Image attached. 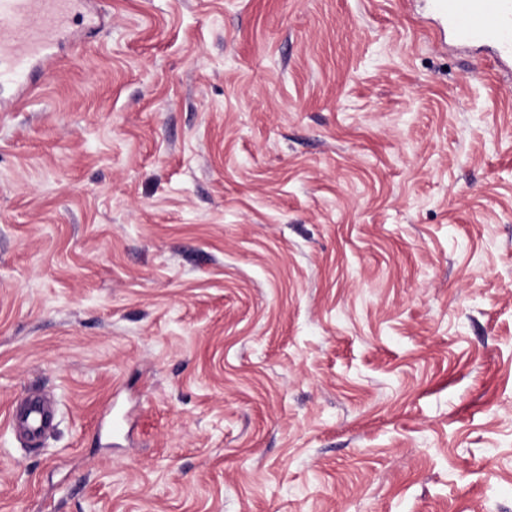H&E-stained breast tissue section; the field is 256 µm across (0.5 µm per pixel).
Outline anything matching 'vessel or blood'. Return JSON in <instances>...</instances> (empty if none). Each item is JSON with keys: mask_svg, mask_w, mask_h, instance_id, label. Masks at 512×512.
<instances>
[{"mask_svg": "<svg viewBox=\"0 0 512 512\" xmlns=\"http://www.w3.org/2000/svg\"><path fill=\"white\" fill-rule=\"evenodd\" d=\"M429 2L457 47L491 49L501 65L512 64V0ZM78 8V0H0V81L32 91L33 67L50 61ZM55 411L50 399L31 396L22 414L11 415L9 425L31 442L50 432Z\"/></svg>", "mask_w": 512, "mask_h": 512, "instance_id": "1", "label": "vessel or blood"}]
</instances>
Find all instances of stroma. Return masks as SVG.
Returning <instances> with one entry per match:
<instances>
[{
	"mask_svg": "<svg viewBox=\"0 0 512 512\" xmlns=\"http://www.w3.org/2000/svg\"><path fill=\"white\" fill-rule=\"evenodd\" d=\"M85 11L0 83V512H512V76L422 0ZM56 404L40 396L27 398L24 411L17 415L12 408L9 426L28 443L44 437L53 428Z\"/></svg>",
	"mask_w": 512,
	"mask_h": 512,
	"instance_id": "stroma-1",
	"label": "stroma"
}]
</instances>
